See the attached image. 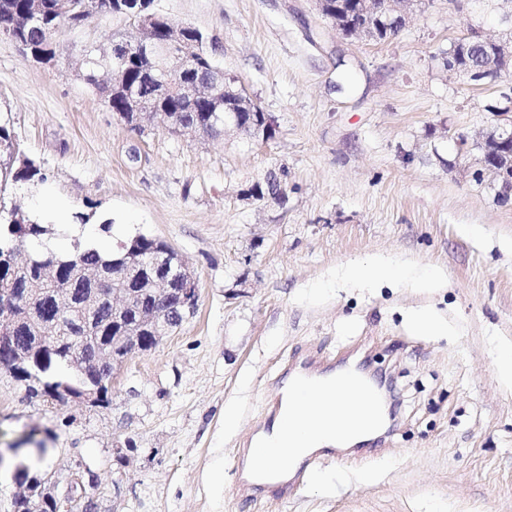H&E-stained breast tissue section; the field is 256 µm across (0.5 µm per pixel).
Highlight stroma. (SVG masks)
Here are the masks:
<instances>
[{
	"mask_svg": "<svg viewBox=\"0 0 512 512\" xmlns=\"http://www.w3.org/2000/svg\"><path fill=\"white\" fill-rule=\"evenodd\" d=\"M461 3L412 0L406 26L375 43L339 34L314 0H156L209 37L269 115L264 144L123 125L77 73L86 46L135 33L133 18L61 25L52 66L0 37V125L42 172L0 189V206L53 225L63 204L61 249L160 238L200 293L193 317L128 361L108 407L44 401L0 369V448L42 443L56 492L84 479L96 512H512V382L496 367L498 346H512V203H498L480 149L512 110V75L475 86L444 67L468 27L505 35L495 0ZM282 168L286 201L244 197ZM379 263L439 279L347 274ZM418 311L446 332L413 329ZM311 353L386 377L388 434L293 493L242 494L239 442L282 361Z\"/></svg>",
	"mask_w": 512,
	"mask_h": 512,
	"instance_id": "obj_1",
	"label": "stroma"
}]
</instances>
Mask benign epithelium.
Listing matches in <instances>:
<instances>
[{
	"label": "benign epithelium",
	"instance_id": "benign-epithelium-1",
	"mask_svg": "<svg viewBox=\"0 0 512 512\" xmlns=\"http://www.w3.org/2000/svg\"><path fill=\"white\" fill-rule=\"evenodd\" d=\"M137 4L138 26L135 38L131 41L124 38L113 42L110 50H100V59H111V75L106 80H100L94 85L107 103H112L116 95L123 97L122 111L117 113L118 118L131 129L142 132L145 130V119L149 111L158 106V100L168 96L177 97L188 107L206 97L211 102L210 111L214 112L208 120L195 124H183L175 116L167 112L160 113L172 133L196 138H215L224 136L229 132L242 134L256 139L258 134H252L240 127L236 121L226 116L222 119L215 113L224 111V86L237 84L238 78L224 72V69L211 65L203 70L205 78L200 73H192L197 57L201 55L202 37L195 34V39L188 40L185 35L194 27L182 23H163L164 16L153 8L154 0H135ZM112 11L114 15H127L125 3L118 0L114 6H109L108 0H94L91 12L99 14L102 11ZM57 28L44 31L45 49L41 52L30 51L31 59L37 64H52L56 54L54 50V35ZM154 52L159 58V64L149 72V84L152 92L143 93L141 89L130 86L126 82V72L123 68L125 60L142 52ZM490 155L497 159L484 160V166L497 180L498 192L503 196H512V149L506 152L501 147L490 151ZM171 249L161 248L153 255L149 268L153 274L150 278L148 295L149 304L141 305L140 325L148 327L154 334V345H159L164 337L169 335L174 326L169 321L167 312L158 307V301L178 291L183 295V319L187 320L195 313V303L199 289L197 276L188 263L181 259L177 268L170 267ZM140 268L130 267L120 279L112 278V270L106 267L80 269L76 276L90 283L91 288L83 295L81 302L82 312L87 319L84 332L80 336L71 337L76 349L72 355L73 365L82 372H105L114 376L124 363L135 354L144 352L145 342L138 336L139 329L125 327L119 330L110 340L103 343L95 340L98 326L95 325L101 307L105 304L112 309V315L118 316L130 307L137 299L136 291L131 288L133 279L138 275ZM41 278L54 285L52 314L54 321L64 319L63 311L71 310V300L74 288L71 283L57 279L56 270L52 267L44 269ZM22 323V318L12 320L9 325L0 328V351L10 354L11 360L0 365L11 376L15 377L30 361V352L18 345L16 330ZM61 402L78 401L93 407L102 403L103 393L99 387H75L63 384L55 391ZM53 475L44 474L41 480V495L31 498L27 494L18 496L26 501L29 512H37L34 501L47 502L54 506L55 512H77L80 501L85 493H76V488L83 486L82 480L72 483L63 496L52 491Z\"/></svg>",
	"mask_w": 512,
	"mask_h": 512
}]
</instances>
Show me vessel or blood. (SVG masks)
<instances>
[{
  "mask_svg": "<svg viewBox=\"0 0 512 512\" xmlns=\"http://www.w3.org/2000/svg\"><path fill=\"white\" fill-rule=\"evenodd\" d=\"M283 384L272 402L268 403L263 421L245 442L248 448H275L285 445L287 433L292 425L288 408L290 396L306 393L317 403H329L336 392L357 389L362 392L369 405L368 413H355L357 424L365 420L378 421L383 416V404L376 386L357 367L335 358H301L284 363ZM350 437L341 434L323 440L321 435L311 437L310 450L299 453L295 448L288 455L297 456L298 462L288 471L281 472L246 458L241 462L240 486L243 491L279 496L289 488L300 487L304 477L314 470L325 456L337 454L340 446L349 443Z\"/></svg>",
  "mask_w": 512,
  "mask_h": 512,
  "instance_id": "1",
  "label": "vessel or blood"
}]
</instances>
